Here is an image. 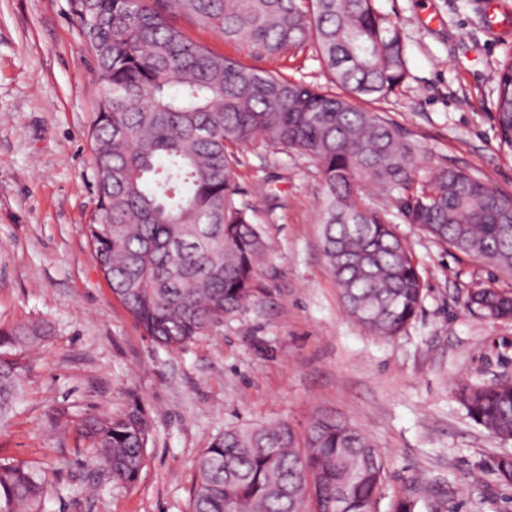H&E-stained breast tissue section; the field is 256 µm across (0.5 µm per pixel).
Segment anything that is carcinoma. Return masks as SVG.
Returning a JSON list of instances; mask_svg holds the SVG:
<instances>
[{"label": "carcinoma", "instance_id": "cac0c4a2", "mask_svg": "<svg viewBox=\"0 0 512 512\" xmlns=\"http://www.w3.org/2000/svg\"><path fill=\"white\" fill-rule=\"evenodd\" d=\"M104 95L90 139L99 221L87 234L112 295L154 343L181 349L255 297L267 253L251 208L237 202L234 148L303 151L325 194L323 255L347 312L378 336L413 320L423 281L362 185L398 193L397 214L435 242L512 271V195L456 168L415 184L421 147L384 113L364 106L407 74L405 45L375 0H71ZM182 18L224 40L276 57L314 48L338 92L306 85L211 51ZM496 121L512 152V56L502 63ZM465 307L512 320V292L477 286ZM51 336L44 325L0 329V422L18 399L28 363L13 349ZM467 415L512 439V383L461 385ZM86 460L112 482L143 470L149 421L132 402L79 424ZM188 512H370L385 476L358 428L315 417L298 435L285 422L224 431L194 461ZM512 485V456L496 463ZM48 472L0 457V512H42Z\"/></svg>", "mask_w": 512, "mask_h": 512}]
</instances>
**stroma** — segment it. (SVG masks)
Returning <instances> with one entry per match:
<instances>
[{
	"label": "stroma",
	"mask_w": 512,
	"mask_h": 512,
	"mask_svg": "<svg viewBox=\"0 0 512 512\" xmlns=\"http://www.w3.org/2000/svg\"><path fill=\"white\" fill-rule=\"evenodd\" d=\"M406 42L408 76L377 107L422 148L420 175L448 166L512 194V155L495 120L499 63L512 26L489 36L475 0H376ZM227 56L321 86L332 76L303 53L269 57L186 25ZM102 95L70 0H0V328L47 322L20 351V399L0 428V456L52 465L43 512H187L193 462L225 429L318 414L360 428L385 461L378 512L413 476L443 487L438 509L512 512L492 472L512 439L467 417L458 385L512 378V320L464 307L475 285L512 291V272L434 243L395 220L424 282L418 315L397 336L371 335L344 308L322 254L323 185L294 151L239 148V199L271 245L254 300L185 348L143 336L112 296L87 237L98 216L89 133ZM138 401L151 433L135 486L87 465L74 429L86 414Z\"/></svg>",
	"instance_id": "stroma-1"
}]
</instances>
